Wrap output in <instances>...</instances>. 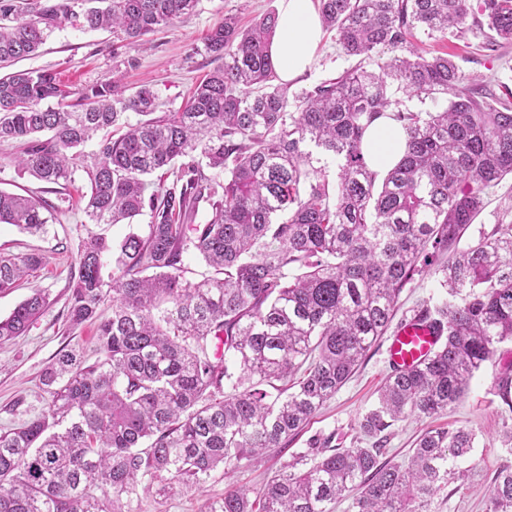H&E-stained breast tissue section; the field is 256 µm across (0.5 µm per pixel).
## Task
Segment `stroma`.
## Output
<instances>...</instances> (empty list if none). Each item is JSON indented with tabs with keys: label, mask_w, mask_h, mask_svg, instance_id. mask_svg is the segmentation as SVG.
I'll list each match as a JSON object with an SVG mask.
<instances>
[{
	"label": "stroma",
	"mask_w": 512,
	"mask_h": 512,
	"mask_svg": "<svg viewBox=\"0 0 512 512\" xmlns=\"http://www.w3.org/2000/svg\"><path fill=\"white\" fill-rule=\"evenodd\" d=\"M277 10L278 0H200L195 14L147 35L146 46L139 50L114 47V38L108 31L67 27L55 31L38 55L19 61L18 66L53 72L74 89H88L116 75L128 90L150 87L161 110H172L184 104L196 84L217 67V60L205 51L204 38L224 13L236 14L247 26ZM482 42L479 33L467 31L455 48V61L467 77L504 94L506 89H512V45L489 52L483 49ZM351 64L333 34L324 33L309 69L289 81L288 89L294 92L336 77ZM17 154L16 145L0 144V190L46 200L53 207V217L46 233L36 235L0 224L1 253L20 256L35 251L43 257L42 266L28 282L11 293L0 294V318L8 317L35 288L46 291L48 305L24 335L0 344V432L42 413L46 394L40 376L60 349L73 347L82 350L88 360L96 358L95 325L74 328L67 318L69 274L77 263L89 222L82 198L88 187L87 174L84 168H77L68 188L51 193L46 183L21 170ZM386 347V341L381 340L370 349L352 378L285 449L268 452L257 464L244 461L218 469L199 492L184 491L163 498L154 489L139 488L123 500L124 512H202L208 498L238 489L259 490L284 464L306 452L308 441L315 434L332 436L339 448L367 446L369 440L359 425L376 405L378 391L389 373ZM511 361L512 342L501 344L494 359L474 372L463 400L452 410L432 419L410 416L390 428L384 459L393 465L407 460L425 429L465 425L474 431L471 460L477 465V475L473 484L451 496H437L432 512H483L485 489L492 484L499 464L512 457V450L503 445L505 421L512 416V410L502 401L495 382L496 375Z\"/></svg>",
	"instance_id": "1"
}]
</instances>
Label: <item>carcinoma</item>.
<instances>
[{
	"label": "carcinoma",
	"mask_w": 512,
	"mask_h": 512,
	"mask_svg": "<svg viewBox=\"0 0 512 512\" xmlns=\"http://www.w3.org/2000/svg\"><path fill=\"white\" fill-rule=\"evenodd\" d=\"M199 2L44 0L20 19L0 0V140L22 146L29 176L65 186L77 149L96 139L84 166L91 223L150 215L145 236L115 246L90 230L83 239L68 313L74 327L97 324L99 357L59 351L42 373L43 412L0 433V512H123L122 498L144 482L164 495L199 491L217 468L263 458L351 378L389 330L404 288L433 269L448 297L418 316L440 347L387 377L360 423L371 447L314 436L309 467L295 459L255 498L242 489L208 505L332 512L350 498L352 512H430L435 495L469 481L473 431L428 430L404 465L380 461L376 437L407 415L454 408L474 372L512 342V209L460 246L512 175V102L478 98L455 55L427 56L414 38H456L470 19L493 51L512 42V0H317L322 28L356 63L299 94L279 82L269 55L277 15L243 28L226 13L206 38L224 65L170 112L157 111L148 87L126 96L114 79L76 93L51 72L12 69L68 25L138 47ZM414 98L431 107L407 108ZM380 118L398 124L404 142L384 173L364 152ZM202 203L211 216L194 224ZM46 206L0 190V223L44 233ZM190 250L214 275L186 279ZM42 260L0 254V293ZM46 304L45 291L32 290L0 319V344ZM486 510L512 512L511 461L498 467Z\"/></svg>",
	"instance_id": "cac0c4a2"
}]
</instances>
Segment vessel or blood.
Instances as JSON below:
<instances>
[{"label": "vessel or blood", "mask_w": 512, "mask_h": 512, "mask_svg": "<svg viewBox=\"0 0 512 512\" xmlns=\"http://www.w3.org/2000/svg\"><path fill=\"white\" fill-rule=\"evenodd\" d=\"M440 344L428 321L413 318L398 326L388 339L386 354L392 369L403 371L424 363Z\"/></svg>", "instance_id": "obj_1"}]
</instances>
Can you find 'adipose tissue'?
<instances>
[{"label": "adipose tissue", "instance_id": "1", "mask_svg": "<svg viewBox=\"0 0 512 512\" xmlns=\"http://www.w3.org/2000/svg\"><path fill=\"white\" fill-rule=\"evenodd\" d=\"M321 38V22L312 0H279L270 54L283 80H292L308 69ZM402 149L399 127L384 118L377 120L365 141V152L373 168L386 170Z\"/></svg>", "mask_w": 512, "mask_h": 512}]
</instances>
